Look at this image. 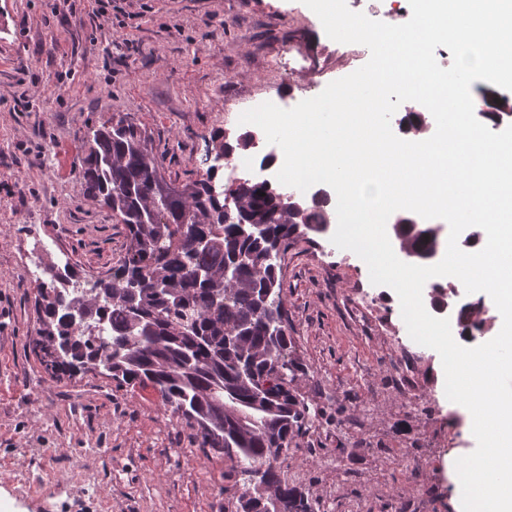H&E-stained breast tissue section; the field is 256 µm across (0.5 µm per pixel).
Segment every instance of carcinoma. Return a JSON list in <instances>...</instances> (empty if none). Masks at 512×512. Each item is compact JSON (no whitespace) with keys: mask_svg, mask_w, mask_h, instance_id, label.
Masks as SVG:
<instances>
[{"mask_svg":"<svg viewBox=\"0 0 512 512\" xmlns=\"http://www.w3.org/2000/svg\"><path fill=\"white\" fill-rule=\"evenodd\" d=\"M85 198L128 229L112 274L80 279L43 261L41 328L35 346L53 374L92 364L128 384L159 388L190 423L198 446L241 478L236 512H316L308 489L276 463L298 448L317 413L294 383L282 301L281 258L290 243L319 235L323 199L300 205L291 191L248 179L231 201L212 195L214 167L168 186L142 129L124 116L82 139ZM401 250L430 265L446 238L436 224L397 230Z\"/></svg>","mask_w":512,"mask_h":512,"instance_id":"1","label":"carcinoma"}]
</instances>
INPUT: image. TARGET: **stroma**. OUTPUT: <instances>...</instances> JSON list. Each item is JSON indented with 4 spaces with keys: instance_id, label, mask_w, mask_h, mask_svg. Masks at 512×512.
Here are the masks:
<instances>
[{
    "instance_id": "35a3bbf8",
    "label": "stroma",
    "mask_w": 512,
    "mask_h": 512,
    "mask_svg": "<svg viewBox=\"0 0 512 512\" xmlns=\"http://www.w3.org/2000/svg\"><path fill=\"white\" fill-rule=\"evenodd\" d=\"M302 0H0V512H224L239 490L162 396L88 370L59 378L35 350V243L78 273L110 274L127 229L84 198L81 139L124 115L162 178L205 173L236 141L244 103H297L370 58L346 55ZM296 391L319 411L282 473L339 512H456L453 469L476 441L449 401L439 354L414 342L396 293L331 241L284 253ZM73 494L54 497L56 480Z\"/></svg>"
}]
</instances>
